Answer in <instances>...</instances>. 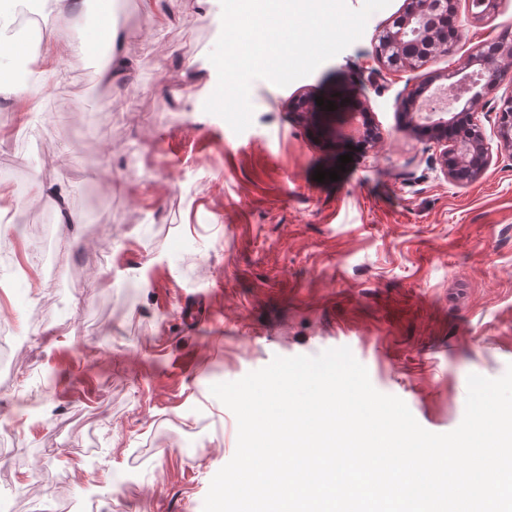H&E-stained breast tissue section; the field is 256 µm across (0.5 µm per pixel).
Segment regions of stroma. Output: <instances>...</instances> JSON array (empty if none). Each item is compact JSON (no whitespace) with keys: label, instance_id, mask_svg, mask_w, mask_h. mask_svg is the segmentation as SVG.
Masks as SVG:
<instances>
[{"label":"stroma","instance_id":"35a3bbf8","mask_svg":"<svg viewBox=\"0 0 512 512\" xmlns=\"http://www.w3.org/2000/svg\"><path fill=\"white\" fill-rule=\"evenodd\" d=\"M391 0L361 38L288 86L254 80L252 124L235 133L204 111L217 86L208 59L219 0H112V55L70 51L64 79L19 115L0 97V321L24 349L0 377V431L11 457L0 495L16 512H203L234 456L238 424L211 392L274 357L348 347L373 387L402 399L433 433L461 423L467 379L512 364V148L480 112L488 168L466 185L441 147L403 129L395 101L476 48L512 36V0L489 19L455 0V54L390 71L374 37L404 7ZM361 97L382 132L369 151L318 137L291 101ZM337 181H314L336 170ZM81 218L61 242L52 196ZM48 223L57 272L32 260L30 224ZM132 284L137 297L121 295ZM53 495H43V488Z\"/></svg>","mask_w":512,"mask_h":512}]
</instances>
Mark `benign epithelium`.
Listing matches in <instances>:
<instances>
[{
  "label": "benign epithelium",
  "instance_id": "7a95c632",
  "mask_svg": "<svg viewBox=\"0 0 512 512\" xmlns=\"http://www.w3.org/2000/svg\"><path fill=\"white\" fill-rule=\"evenodd\" d=\"M453 0H407L405 11L396 16L379 33L377 59L390 69L416 68L437 56L454 52L458 40H448V32L436 33V14L448 10ZM429 85L421 84L400 96L397 112L406 126L425 129L442 146L439 162L451 181L467 184L483 173L490 163V150L483 127L476 114L484 109L485 99L496 101V132L500 144L512 147V85L494 80L482 84L471 95L463 108L446 117V112L423 111V98ZM300 118L322 133L336 135V127L329 117L335 112L319 106L316 99L300 97L295 103ZM359 123L358 132L346 137L350 143L362 148H373L381 140V132L369 119L368 113L348 112V122Z\"/></svg>",
  "mask_w": 512,
  "mask_h": 512
}]
</instances>
